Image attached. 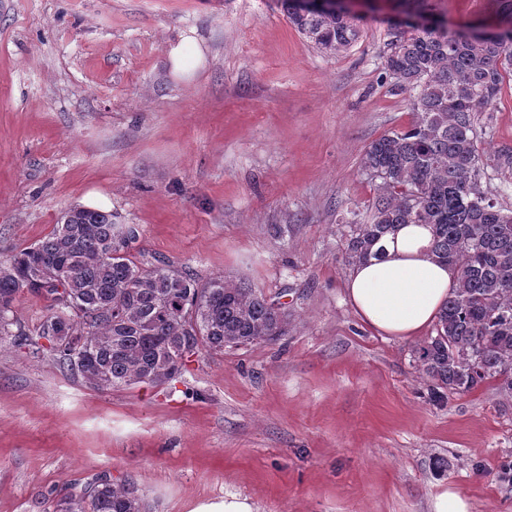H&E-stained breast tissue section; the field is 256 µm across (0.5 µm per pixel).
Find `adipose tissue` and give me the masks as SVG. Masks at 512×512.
I'll use <instances>...</instances> for the list:
<instances>
[{
    "label": "adipose tissue",
    "mask_w": 512,
    "mask_h": 512,
    "mask_svg": "<svg viewBox=\"0 0 512 512\" xmlns=\"http://www.w3.org/2000/svg\"><path fill=\"white\" fill-rule=\"evenodd\" d=\"M430 240L428 227H401L385 240L382 259L352 269L347 297L374 332L408 340L437 320L457 286V276L433 256Z\"/></svg>",
    "instance_id": "obj_1"
}]
</instances>
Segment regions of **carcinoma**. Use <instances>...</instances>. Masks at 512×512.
I'll return each mask as SVG.
<instances>
[{"label": "carcinoma", "instance_id": "obj_1", "mask_svg": "<svg viewBox=\"0 0 512 512\" xmlns=\"http://www.w3.org/2000/svg\"><path fill=\"white\" fill-rule=\"evenodd\" d=\"M294 29L316 47L345 51L360 37L347 13L300 12L277 0ZM491 25L450 33L419 8L394 19L386 69L409 94L408 126L366 149L362 169L376 196L362 216L352 212L345 257L352 265L383 256V238L404 224L431 228V252L457 273V288L436 322V335L416 351L433 389L469 391L488 380L512 397V210L481 186L484 162L475 117L512 76V0H498ZM112 213L66 210L34 246L0 260V336L17 323L15 304L28 290L50 299L49 313L25 338L63 370L107 390L159 385L185 357L277 340L288 311L259 290L220 276L199 284L169 264L144 267L130 253ZM56 512H145L129 484L103 475L56 502Z\"/></svg>", "mask_w": 512, "mask_h": 512}]
</instances>
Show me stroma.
<instances>
[{"label":"stroma","mask_w":512,"mask_h":512,"mask_svg":"<svg viewBox=\"0 0 512 512\" xmlns=\"http://www.w3.org/2000/svg\"><path fill=\"white\" fill-rule=\"evenodd\" d=\"M403 0H354L334 55L275 0H0V258L70 207L134 225L138 262L279 297V340L191 356L168 383L97 390L0 339V512H54L101 475L147 512H512V398L432 395L415 350L346 295L352 212L373 203L367 147L407 126L384 70ZM455 31L497 0H427ZM205 60L172 73L171 46ZM485 158L512 148V79L478 113Z\"/></svg>","instance_id":"obj_1"}]
</instances>
